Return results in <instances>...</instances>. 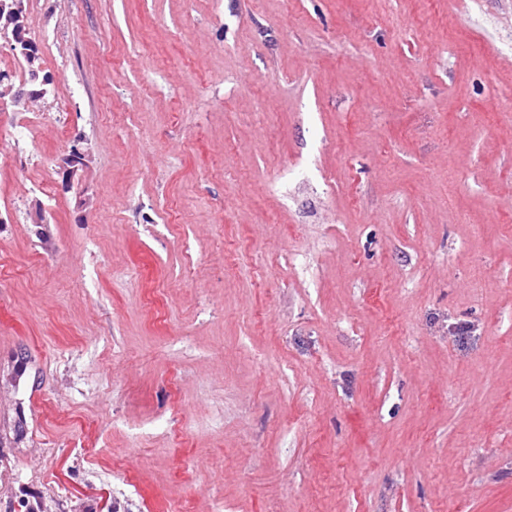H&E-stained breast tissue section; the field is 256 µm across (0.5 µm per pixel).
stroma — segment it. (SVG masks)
<instances>
[{"instance_id": "obj_1", "label": "stroma", "mask_w": 512, "mask_h": 512, "mask_svg": "<svg viewBox=\"0 0 512 512\" xmlns=\"http://www.w3.org/2000/svg\"><path fill=\"white\" fill-rule=\"evenodd\" d=\"M26 3L0 512H512V0Z\"/></svg>"}]
</instances>
